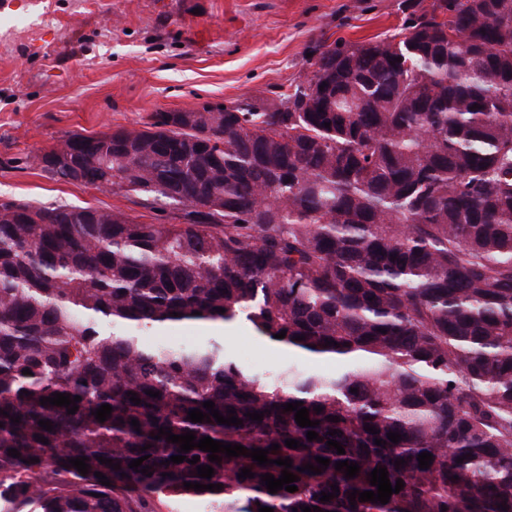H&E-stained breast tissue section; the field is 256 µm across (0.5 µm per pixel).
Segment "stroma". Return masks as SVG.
I'll return each instance as SVG.
<instances>
[{
	"instance_id": "1",
	"label": "stroma",
	"mask_w": 512,
	"mask_h": 512,
	"mask_svg": "<svg viewBox=\"0 0 512 512\" xmlns=\"http://www.w3.org/2000/svg\"><path fill=\"white\" fill-rule=\"evenodd\" d=\"M404 0H0V201L167 213L136 198L50 180L32 158L69 134L140 127L202 103L276 101L314 71L315 45L400 25ZM224 348L260 377L285 364L331 372L260 342L247 325Z\"/></svg>"
}]
</instances>
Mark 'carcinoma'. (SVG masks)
<instances>
[{
    "mask_svg": "<svg viewBox=\"0 0 512 512\" xmlns=\"http://www.w3.org/2000/svg\"><path fill=\"white\" fill-rule=\"evenodd\" d=\"M406 10L388 34L319 46V70L269 105L73 133L76 169L34 157L49 179L172 216L0 202V512H156L153 493L201 497L213 512H512V0H410ZM238 322L339 370L290 367L266 380L215 340L170 350L140 339ZM54 393L81 397L78 410L40 404ZM206 401L242 424L187 420ZM294 402L320 424L299 426L281 409ZM103 404L112 412L100 423L92 412ZM160 427L288 457L298 490L269 493L261 475L284 467L242 455L211 462L196 447L166 466L180 444L154 439ZM330 438L345 453L327 449ZM143 456L147 474L129 467ZM317 456L330 459L321 473L297 471ZM80 457L86 475L68 463ZM338 461L359 464L357 476ZM379 467L403 489L350 505V492L377 491ZM245 468L254 477L239 478ZM334 483L338 496L320 501Z\"/></svg>",
    "mask_w": 512,
    "mask_h": 512,
    "instance_id": "cac0c4a2",
    "label": "carcinoma"
}]
</instances>
